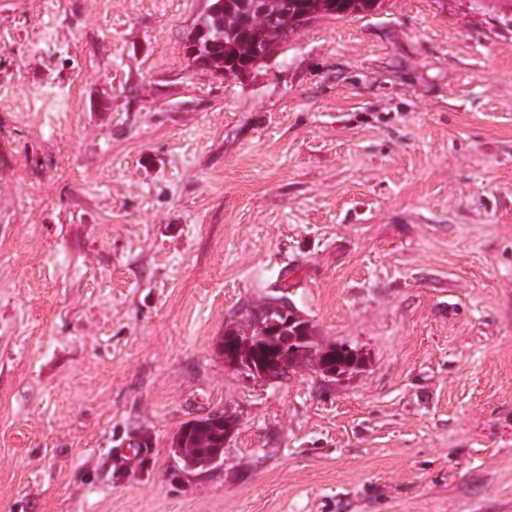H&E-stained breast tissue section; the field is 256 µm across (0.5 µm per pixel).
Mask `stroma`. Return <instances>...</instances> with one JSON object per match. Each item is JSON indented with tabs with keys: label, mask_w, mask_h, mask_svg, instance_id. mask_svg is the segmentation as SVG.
<instances>
[{
	"label": "stroma",
	"mask_w": 512,
	"mask_h": 512,
	"mask_svg": "<svg viewBox=\"0 0 512 512\" xmlns=\"http://www.w3.org/2000/svg\"><path fill=\"white\" fill-rule=\"evenodd\" d=\"M205 6L0 0V512H512V0L224 76ZM281 284L362 373L226 366ZM214 409L222 463L179 469Z\"/></svg>",
	"instance_id": "stroma-1"
}]
</instances>
